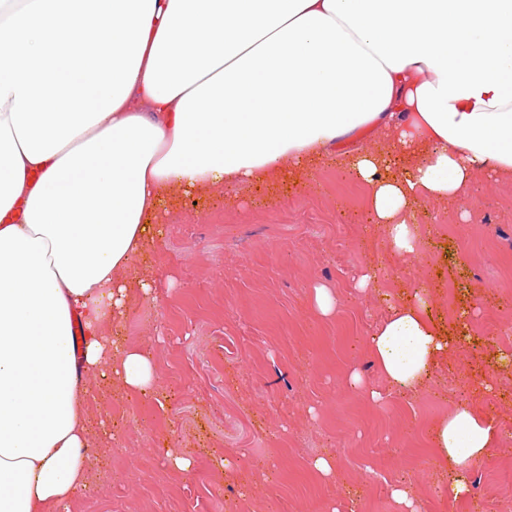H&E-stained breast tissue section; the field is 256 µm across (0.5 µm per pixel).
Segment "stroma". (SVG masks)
I'll use <instances>...</instances> for the list:
<instances>
[{
	"instance_id": "stroma-1",
	"label": "stroma",
	"mask_w": 512,
	"mask_h": 512,
	"mask_svg": "<svg viewBox=\"0 0 512 512\" xmlns=\"http://www.w3.org/2000/svg\"><path fill=\"white\" fill-rule=\"evenodd\" d=\"M369 187L334 167L304 184L218 186L180 196L165 235L135 262L153 295L131 293L126 344L151 354L159 393L98 386L90 416L116 423L122 445L71 512H400L407 485L421 512H512V180L480 177L467 208L422 200V250L393 255L367 231ZM374 272V287L360 277ZM422 282L452 353L414 394L390 389L366 340L383 293ZM336 309L321 315L314 286ZM359 371L365 386L348 385ZM492 390H485V383ZM458 405L491 415L499 438L452 502L430 430ZM191 453L189 472L164 453ZM332 458L337 478L313 466ZM237 459L235 470L215 465Z\"/></svg>"
}]
</instances>
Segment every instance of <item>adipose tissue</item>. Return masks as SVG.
Wrapping results in <instances>:
<instances>
[{
	"label": "adipose tissue",
	"instance_id": "1",
	"mask_svg": "<svg viewBox=\"0 0 512 512\" xmlns=\"http://www.w3.org/2000/svg\"><path fill=\"white\" fill-rule=\"evenodd\" d=\"M0 24V512H69L117 442L86 411L88 377L156 391L124 346L132 263L173 191L272 185L332 163L369 187L395 254L419 251L421 200L468 201L512 178V0H36ZM117 58L104 78L88 31ZM149 102L151 111L139 109ZM374 129L399 153L338 140ZM390 388L415 393L452 344L425 285L368 339ZM497 441L466 405L433 430L450 500Z\"/></svg>",
	"mask_w": 512,
	"mask_h": 512
}]
</instances>
